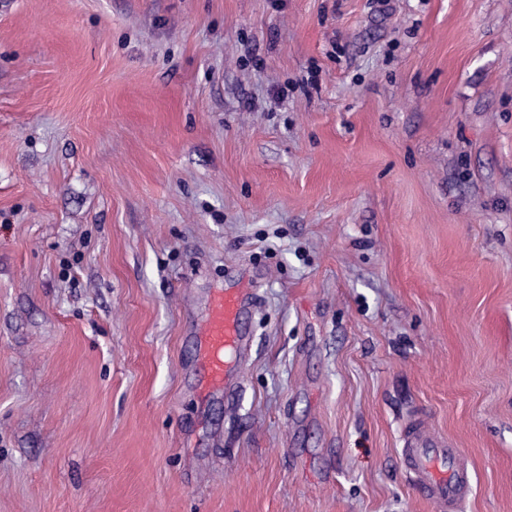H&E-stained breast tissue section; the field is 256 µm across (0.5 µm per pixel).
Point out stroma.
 Returning <instances> with one entry per match:
<instances>
[{
    "instance_id": "stroma-1",
    "label": "stroma",
    "mask_w": 512,
    "mask_h": 512,
    "mask_svg": "<svg viewBox=\"0 0 512 512\" xmlns=\"http://www.w3.org/2000/svg\"><path fill=\"white\" fill-rule=\"evenodd\" d=\"M413 426L512 512V0H0V512H438ZM243 311L244 299L236 288L219 289L210 295L208 317L197 336L203 380L210 390L225 386L233 356L246 342Z\"/></svg>"
}]
</instances>
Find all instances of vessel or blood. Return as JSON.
<instances>
[{
	"instance_id": "1",
	"label": "vessel or blood",
	"mask_w": 512,
	"mask_h": 512,
	"mask_svg": "<svg viewBox=\"0 0 512 512\" xmlns=\"http://www.w3.org/2000/svg\"><path fill=\"white\" fill-rule=\"evenodd\" d=\"M244 299L234 288L213 292L208 317L197 336L198 356L206 387L222 389L232 370V359L244 346ZM403 455L414 489L435 502L440 512H456L472 491V471L459 449L420 431L405 441Z\"/></svg>"
}]
</instances>
